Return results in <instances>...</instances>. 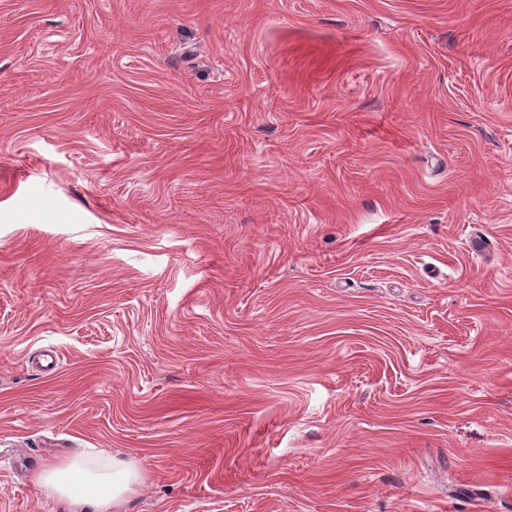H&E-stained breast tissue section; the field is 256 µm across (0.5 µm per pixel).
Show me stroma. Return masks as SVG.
<instances>
[{"label": "stroma", "mask_w": 512, "mask_h": 512, "mask_svg": "<svg viewBox=\"0 0 512 512\" xmlns=\"http://www.w3.org/2000/svg\"><path fill=\"white\" fill-rule=\"evenodd\" d=\"M102 450L512 512V0H0V512Z\"/></svg>", "instance_id": "1"}]
</instances>
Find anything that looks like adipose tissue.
<instances>
[{
	"instance_id": "adipose-tissue-1",
	"label": "adipose tissue",
	"mask_w": 512,
	"mask_h": 512,
	"mask_svg": "<svg viewBox=\"0 0 512 512\" xmlns=\"http://www.w3.org/2000/svg\"><path fill=\"white\" fill-rule=\"evenodd\" d=\"M143 481L141 471L132 463L108 459L98 462L83 457L46 466L36 484L49 491L64 507L65 512H108L121 507Z\"/></svg>"
}]
</instances>
